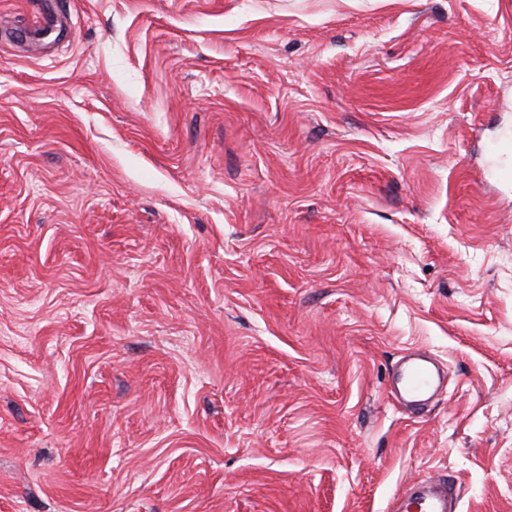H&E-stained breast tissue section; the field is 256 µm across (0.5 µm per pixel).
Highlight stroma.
<instances>
[{
	"label": "stroma",
	"mask_w": 512,
	"mask_h": 512,
	"mask_svg": "<svg viewBox=\"0 0 512 512\" xmlns=\"http://www.w3.org/2000/svg\"><path fill=\"white\" fill-rule=\"evenodd\" d=\"M511 129L512 0H0V512H512ZM399 393L412 402H422L440 387L441 376L435 362L427 356H417L402 362L396 372ZM460 492L454 481L443 475L422 483L412 484L395 494L390 512H458Z\"/></svg>",
	"instance_id": "stroma-1"
}]
</instances>
